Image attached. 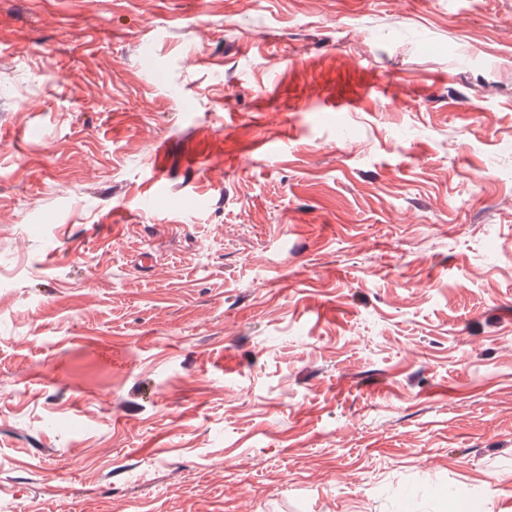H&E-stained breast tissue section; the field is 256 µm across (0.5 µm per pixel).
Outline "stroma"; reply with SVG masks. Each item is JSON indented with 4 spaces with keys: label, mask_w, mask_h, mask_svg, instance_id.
<instances>
[{
    "label": "stroma",
    "mask_w": 512,
    "mask_h": 512,
    "mask_svg": "<svg viewBox=\"0 0 512 512\" xmlns=\"http://www.w3.org/2000/svg\"><path fill=\"white\" fill-rule=\"evenodd\" d=\"M511 340L512 0H0V512H512Z\"/></svg>",
    "instance_id": "1"
}]
</instances>
